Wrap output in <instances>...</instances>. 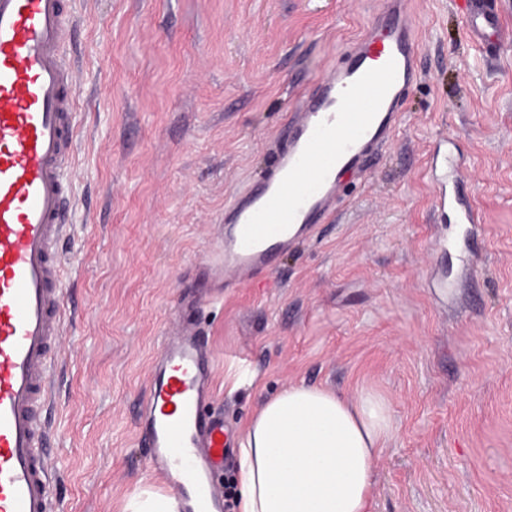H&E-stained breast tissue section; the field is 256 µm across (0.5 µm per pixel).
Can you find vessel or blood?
I'll use <instances>...</instances> for the list:
<instances>
[{
  "mask_svg": "<svg viewBox=\"0 0 512 512\" xmlns=\"http://www.w3.org/2000/svg\"><path fill=\"white\" fill-rule=\"evenodd\" d=\"M384 6L343 59L299 97L272 168L224 210V248L204 273L224 288L274 268L332 213L345 174L391 142L420 78L406 0ZM486 57L512 40L490 0H463ZM63 0H0V512H55L45 454L54 366L66 316L57 242L66 231L75 137L74 69L60 52ZM138 428L177 512H224L216 474L229 451L209 411L215 362L196 324L180 320L152 366Z\"/></svg>",
  "mask_w": 512,
  "mask_h": 512,
  "instance_id": "vessel-or-blood-1",
  "label": "vessel or blood"
}]
</instances>
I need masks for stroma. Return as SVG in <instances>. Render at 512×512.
Wrapping results in <instances>:
<instances>
[{"mask_svg": "<svg viewBox=\"0 0 512 512\" xmlns=\"http://www.w3.org/2000/svg\"><path fill=\"white\" fill-rule=\"evenodd\" d=\"M382 0H66L73 208L58 244L70 317L48 451L57 512L163 490L137 428L180 287L224 209L266 173L296 100ZM421 75L391 143L346 175L294 252L199 314L231 433L305 382L385 397L397 426L373 512H512V43L486 60L450 0H407ZM449 197L474 224L433 208ZM248 367L251 382L226 378Z\"/></svg>", "mask_w": 512, "mask_h": 512, "instance_id": "35a3bbf8", "label": "stroma"}]
</instances>
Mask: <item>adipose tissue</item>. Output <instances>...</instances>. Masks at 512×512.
Listing matches in <instances>:
<instances>
[{"label":"adipose tissue","mask_w":512,"mask_h":512,"mask_svg":"<svg viewBox=\"0 0 512 512\" xmlns=\"http://www.w3.org/2000/svg\"><path fill=\"white\" fill-rule=\"evenodd\" d=\"M395 434L388 401L305 383L262 398L238 441L239 512H371L374 468Z\"/></svg>","instance_id":"obj_1"}]
</instances>
